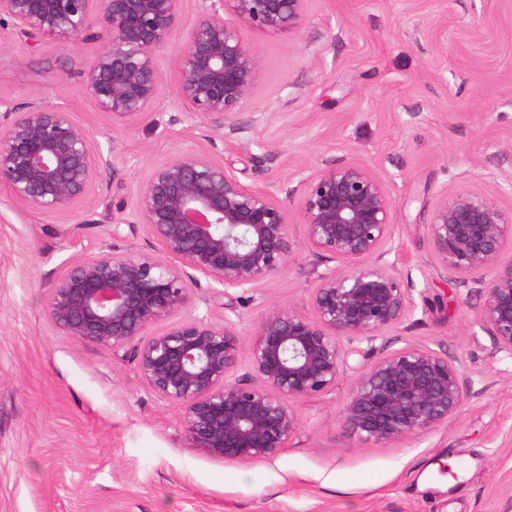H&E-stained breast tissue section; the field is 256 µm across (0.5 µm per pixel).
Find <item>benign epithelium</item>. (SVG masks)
I'll list each match as a JSON object with an SVG mask.
<instances>
[{
  "mask_svg": "<svg viewBox=\"0 0 512 512\" xmlns=\"http://www.w3.org/2000/svg\"><path fill=\"white\" fill-rule=\"evenodd\" d=\"M201 2L184 31L179 0H0V30L65 49L94 35L101 47L81 61L83 84L114 125L136 122L156 106L164 52L182 34L181 50L168 59L178 78L170 108L210 142L245 129L236 118L260 79L262 57L243 31L293 34L307 0ZM105 164L66 109L43 102L19 109L0 99V184L17 203L42 213L77 211ZM297 176L308 246L318 258L341 262L316 272L311 317L269 304L242 341L235 294L293 260L291 217L275 191L244 183L197 145L153 166L128 215L112 220L114 239L123 238V225H145L162 257L114 246L73 263L51 288L49 314L60 330L130 352L144 385L181 407L188 447L227 462L277 457L300 426L291 401L334 388L349 358L371 355L412 310L411 289L385 260L395 226L387 184L358 164L300 169ZM504 194L512 196L511 179L494 196L443 192L429 239L440 265L464 281L478 279L475 324L492 337L494 352L511 357L512 216L497 200ZM199 276L222 287V325L177 318ZM243 346L248 378L234 379ZM461 376L456 361L422 344L364 363L343 406L341 440L348 448L386 446L435 429L470 397Z\"/></svg>",
  "mask_w": 512,
  "mask_h": 512,
  "instance_id": "7a95c632",
  "label": "benign epithelium"
}]
</instances>
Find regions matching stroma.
Here are the masks:
<instances>
[{"label": "stroma", "mask_w": 512, "mask_h": 512, "mask_svg": "<svg viewBox=\"0 0 512 512\" xmlns=\"http://www.w3.org/2000/svg\"><path fill=\"white\" fill-rule=\"evenodd\" d=\"M263 68L250 112L270 118L216 139L245 183L298 198L295 173L367 166L391 188L397 268L413 309L377 341L424 343L457 361L471 397L436 429L386 447L347 448L341 410L358 357L328 393L293 401L300 428L269 461L240 464L188 447L177 404L131 358L65 335L48 302L56 278L112 246L155 257L144 226L112 238L150 168L200 143L171 112L174 72L155 109L113 127L87 94L73 49L0 32V98L66 108L108 159L73 214L15 202L0 185V512H512V357L474 322L480 290L436 260L428 225L443 189L492 194L512 178V0H308L287 38L246 35ZM286 270L241 293L248 336L276 303L311 314L313 267L302 224Z\"/></svg>", "instance_id": "obj_1"}]
</instances>
